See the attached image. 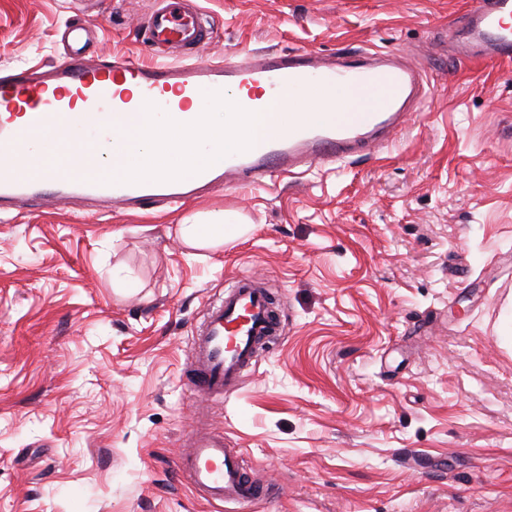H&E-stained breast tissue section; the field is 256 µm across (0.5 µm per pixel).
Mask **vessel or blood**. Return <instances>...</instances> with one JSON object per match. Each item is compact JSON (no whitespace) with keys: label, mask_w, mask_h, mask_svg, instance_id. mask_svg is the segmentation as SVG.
Returning a JSON list of instances; mask_svg holds the SVG:
<instances>
[{"label":"vessel or blood","mask_w":512,"mask_h":512,"mask_svg":"<svg viewBox=\"0 0 512 512\" xmlns=\"http://www.w3.org/2000/svg\"><path fill=\"white\" fill-rule=\"evenodd\" d=\"M459 29L457 45L468 60H512V0H472ZM142 30L148 44L175 52V61L89 63L85 26L69 24L67 46L49 70L0 75V208L75 198L135 208L182 203L220 185L259 187L382 148L423 96L419 70L377 51L328 62L306 51L203 60L211 21L194 0H154ZM269 97L289 106L307 97L318 108L289 109L279 132L247 138L248 123ZM132 126L149 143L142 166L108 174L119 159L103 146L113 131ZM210 130L242 140L205 159L156 145L163 131L201 143ZM48 142L68 155L67 164L41 160ZM282 310V299L254 274L232 279L207 305L192 339L195 391L208 400L235 391L264 346L283 335ZM176 467L209 501L245 504L271 495L218 435H194Z\"/></svg>","instance_id":"obj_1"}]
</instances>
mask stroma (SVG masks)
Here are the masks:
<instances>
[{"label": "stroma", "instance_id": "1", "mask_svg": "<svg viewBox=\"0 0 512 512\" xmlns=\"http://www.w3.org/2000/svg\"><path fill=\"white\" fill-rule=\"evenodd\" d=\"M470 0H199L204 58L240 50L401 55L426 103L390 147L276 185L99 214L0 213V512H512V61L449 31ZM151 0H0V69L149 64ZM248 233L198 251L213 210ZM243 272L285 334L226 400L188 383L206 304ZM223 434L274 496L199 497L175 466Z\"/></svg>", "mask_w": 512, "mask_h": 512}]
</instances>
